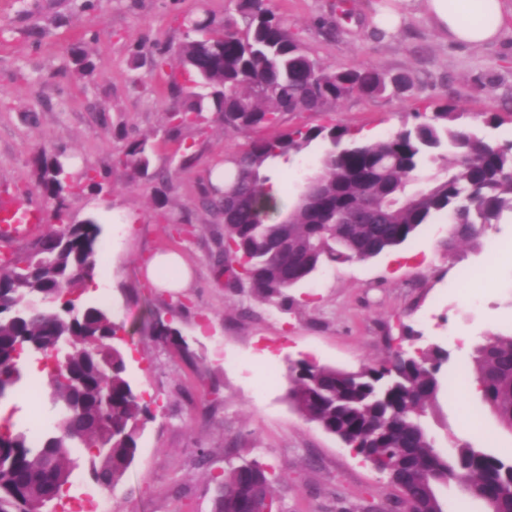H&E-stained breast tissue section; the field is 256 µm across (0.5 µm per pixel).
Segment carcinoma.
Returning a JSON list of instances; mask_svg holds the SVG:
<instances>
[{"label": "carcinoma", "mask_w": 512, "mask_h": 512, "mask_svg": "<svg viewBox=\"0 0 512 512\" xmlns=\"http://www.w3.org/2000/svg\"><path fill=\"white\" fill-rule=\"evenodd\" d=\"M237 16L217 24L209 16L184 18L177 53L187 80L209 89L198 96L171 76L176 101L167 110L169 131L193 125L205 112L224 131L245 134V146L224 157V187L209 184L203 206L224 225L226 287L250 288L260 300L291 307L290 291L328 263L366 261L401 246L438 218L448 224V252L482 238L512 216V142L488 141L463 123L458 104L415 112L381 140L337 123L284 127L287 116L327 112L350 98H372L411 87L373 67L334 70L312 58L271 0H235ZM252 100L243 112L239 101ZM277 128L272 136L263 131ZM319 141L317 206L274 202L266 171ZM148 139L131 141L121 162L138 175L149 171ZM44 197L62 207L64 163L36 159ZM100 227L71 224L65 234L37 241L27 258L0 262V399L21 380L22 364L36 358L50 386L51 426L33 438L0 418V512H53L67 495L70 449L91 461L95 483L112 488L134 463L150 403L124 377L125 360L114 343L122 326L106 310H75L63 300L93 275ZM439 347L419 351L415 362L388 356L356 372L303 361L288 367V399L307 419L343 444L365 451V461L406 499L393 512H440L425 487L448 478L462 490L512 512V453L465 444L446 456L424 418L444 378ZM470 372L482 402L512 429V334L479 347ZM286 474L257 459H242L211 476L212 512H237L253 490L269 512H284L272 485Z\"/></svg>", "instance_id": "carcinoma-1"}]
</instances>
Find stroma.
Segmentation results:
<instances>
[{
  "label": "stroma",
  "mask_w": 512,
  "mask_h": 512,
  "mask_svg": "<svg viewBox=\"0 0 512 512\" xmlns=\"http://www.w3.org/2000/svg\"><path fill=\"white\" fill-rule=\"evenodd\" d=\"M334 0H274L277 12L306 51L324 65L373 66L409 74L413 88L398 95L350 99L329 114L304 113L299 124L340 123L383 139L412 113L463 103L473 129L497 115L493 135L512 140V33L497 45L459 48L417 15L389 37L369 36L390 0H350L354 16L338 19ZM0 0V189L18 203H36L45 223L54 203L38 189L37 155L59 157L71 182L87 169L105 173L102 190L66 195L73 222L101 228L104 257L96 288L79 284L73 297L99 305L121 325L125 377L152 403L134 464L112 492V512H211L210 474L228 453L256 458L288 475L275 484L285 512H333L372 502L390 512L399 492L335 436L306 420L288 401L289 363L306 359L356 371L398 344L448 349L453 366H467L476 347L512 332V220L493 226L481 246L448 253L444 224L424 225L416 237L364 262L331 263L295 289L290 310L260 303L225 286L220 269L222 225L201 206L209 174L246 139L226 132L214 116L168 133L170 74L183 40V19L223 20L234 0ZM82 44L95 65L75 70L71 49ZM165 50L156 71L151 55ZM148 138L156 178L134 177L119 164L127 139ZM317 143L270 171L296 193L321 168ZM181 254L191 271L187 288L162 291L145 277L159 252ZM482 272V303L471 307L463 274ZM179 333V345L153 334L155 320ZM412 340H405V332ZM426 427L445 453L463 444L501 453L512 430L469 386L440 390ZM206 465H198L199 452ZM74 462L65 512H94L103 487L89 476L82 451Z\"/></svg>",
  "instance_id": "stroma-1"
}]
</instances>
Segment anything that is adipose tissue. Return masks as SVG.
Instances as JSON below:
<instances>
[{
    "label": "adipose tissue",
    "mask_w": 512,
    "mask_h": 512,
    "mask_svg": "<svg viewBox=\"0 0 512 512\" xmlns=\"http://www.w3.org/2000/svg\"><path fill=\"white\" fill-rule=\"evenodd\" d=\"M432 24L446 36L449 44L478 47L498 42L512 9L507 0H461L462 9L450 6V0H419Z\"/></svg>",
    "instance_id": "obj_1"
}]
</instances>
